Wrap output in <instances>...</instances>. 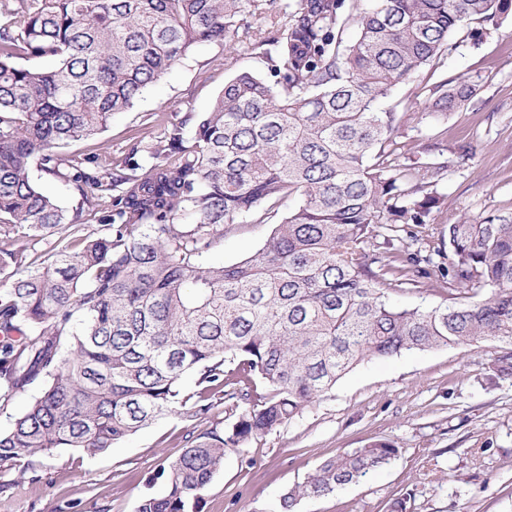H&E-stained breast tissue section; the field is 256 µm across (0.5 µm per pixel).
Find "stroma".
I'll return each instance as SVG.
<instances>
[{"label": "stroma", "instance_id": "1", "mask_svg": "<svg viewBox=\"0 0 512 512\" xmlns=\"http://www.w3.org/2000/svg\"><path fill=\"white\" fill-rule=\"evenodd\" d=\"M240 25L242 37L197 45L100 134L64 146L63 157L114 173L131 158L150 167L146 143L210 111L225 81L245 71L268 75L247 37L268 20L246 13ZM477 30L473 23L453 32L455 50L380 104L404 116L397 131L402 163L431 158L443 165L427 176L442 196L430 217L436 229L463 216L512 213V18L490 34ZM444 79L478 88L445 117L429 108L430 88ZM465 148L472 157L462 162ZM274 227V220L247 217L226 228L208 264L251 256ZM497 356L492 347L466 346L357 366L299 417L228 454L202 512H269L328 457L375 438L399 447V457L359 483L303 498L297 512H387L403 495L408 512H512V378H494ZM236 414L226 401L202 418L163 416L100 455L59 449L2 465L0 512H135L143 496L162 491L161 469L182 454L189 434L231 423Z\"/></svg>", "mask_w": 512, "mask_h": 512}]
</instances>
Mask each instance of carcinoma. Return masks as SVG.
I'll list each match as a JSON object with an SVG mask.
<instances>
[{"instance_id": "cac0c4a2", "label": "carcinoma", "mask_w": 512, "mask_h": 512, "mask_svg": "<svg viewBox=\"0 0 512 512\" xmlns=\"http://www.w3.org/2000/svg\"><path fill=\"white\" fill-rule=\"evenodd\" d=\"M0 5V407L26 386L42 390L0 432V465L60 448L88 456L181 410L202 417L221 394L242 407L228 426L191 437L163 469L165 487L136 512H201L226 454L296 418L362 362L441 347L499 349L495 374L512 377V215L466 217L439 247L409 264L385 263L441 196L414 183L421 167L392 165L401 117L378 104L437 64L449 35L512 16V0H372L343 44L345 0H14ZM276 17L252 35L276 81L229 79L189 135L176 127L146 146L155 163L114 177L65 160L58 148L97 135L198 44L238 35L239 16ZM51 58L49 69L18 60ZM476 94L461 80L433 89L445 115ZM72 183L73 211L31 178L32 166ZM103 233L55 246L41 263L29 245L77 224L103 194ZM299 205L252 256L213 266L224 228ZM189 213L193 222H181ZM454 288L431 308L389 291L431 278L432 255ZM194 377L195 392L182 381ZM378 439L321 463L271 512H296L390 465Z\"/></svg>"}]
</instances>
